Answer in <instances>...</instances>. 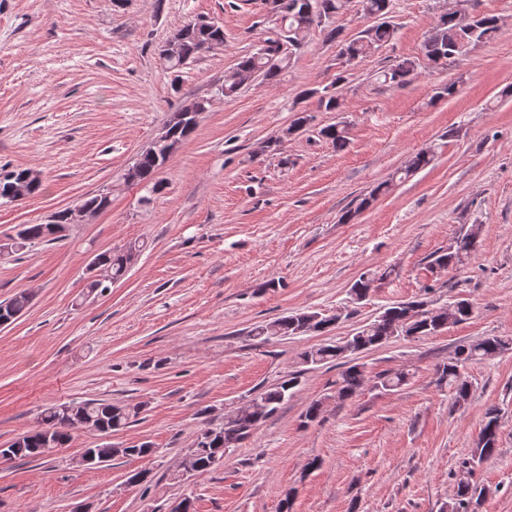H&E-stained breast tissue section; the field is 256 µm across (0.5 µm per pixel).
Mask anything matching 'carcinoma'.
Returning a JSON list of instances; mask_svg holds the SVG:
<instances>
[{
  "mask_svg": "<svg viewBox=\"0 0 512 512\" xmlns=\"http://www.w3.org/2000/svg\"><path fill=\"white\" fill-rule=\"evenodd\" d=\"M352 0H266L270 13L275 17L276 26L271 35L264 39L253 53L240 57L235 67L224 75V84L218 89L224 98L235 97L240 90L257 78L268 84H276L288 68L291 57L304 42L306 33L313 26H325L332 23L337 14L347 9ZM366 15H377L381 21L373 24L355 38L341 40L339 32L332 28L328 31L330 41L337 43L336 61L338 73L334 82L319 90L309 88L302 95L317 98L319 107L327 112H340L343 106L341 85L347 80V74L358 59L370 55L375 49L390 42L395 35V27L388 19L393 7V0H359ZM500 31V21L495 16L476 15L467 24L458 19L455 9L450 8L437 17L430 27L422 45L423 57L430 64L440 62L453 63L466 56L480 43L493 39ZM224 46V27H197L187 24L179 31V57L167 61V68L177 72L184 65L194 61L203 54ZM417 63L412 59L402 60L388 69L378 72L382 83L393 87H402L410 83ZM199 117H188L183 111L173 113L166 121L167 141L150 144L136 158L140 181L145 182L166 163L173 154L172 148L181 146L189 139L198 126ZM320 136L331 141L336 149L341 150L347 143V129L342 124H333L320 130ZM433 155L425 150L413 154L404 168L395 172L391 179L379 183L370 193L359 199L353 209L345 211L341 222L349 223L363 209L369 207L379 195L386 193L393 180L407 179L422 168L431 164ZM22 169L0 172V199L7 202H19L36 196L42 181L31 182L24 187V193L15 192ZM63 211H57L44 224H23L17 232L22 239V246L35 242H57L62 237L56 235L57 226L64 223ZM481 226L463 224L452 239L451 250H439L431 255L430 269L454 267L463 264L479 244ZM133 256L132 249L110 251L101 256L103 264L108 266L114 280L125 277L128 264ZM389 271L380 274L367 272L360 276L351 286V290L360 295H367L369 284L386 279ZM423 304L421 300L393 304L366 325L359 327L354 339L365 348L379 347L396 336L415 337L431 336L448 328V324H459L468 320L472 314V304L466 299L453 303V311L448 306H437L430 315L420 320L408 317L409 310ZM30 305V295L22 290L8 300L0 303V319L10 320L22 315ZM314 313L296 312L291 315L255 326L250 334L265 343L271 338L299 336L307 334H324L335 329L328 320L313 321ZM344 344H321L305 349L299 355L302 365H321L341 361L344 366L336 379V397L347 399L354 395L364 384L365 374L359 364L349 365L343 361ZM512 349V337L485 336L456 348L448 362L437 368L439 380L448 383L453 393L454 404L465 406L471 397V384L461 368L469 361L491 359L496 355ZM301 371H291L282 380L254 396V404L246 412L227 420L219 426L207 424L196 434L193 446L188 449L191 455V471L199 474L213 469L224 457V452L236 448L248 439L254 430L267 419L275 415L293 395L300 384ZM409 370L402 368L377 376L380 386L385 390H395L408 382ZM137 405L127 406L112 404L105 400L88 399L72 401L49 407L43 411L39 424L10 441L8 450L10 460L38 461L56 454L58 449L66 447L76 432L81 429L94 431L100 435L118 433L127 427L139 414ZM499 414L491 408L486 412L485 423L478 435L474 448L461 463L465 474L472 473L474 459L484 460L493 455L497 449ZM473 483H457L454 502L450 512H474L478 503L475 496L482 495Z\"/></svg>",
  "mask_w": 512,
  "mask_h": 512,
  "instance_id": "obj_1",
  "label": "carcinoma"
}]
</instances>
